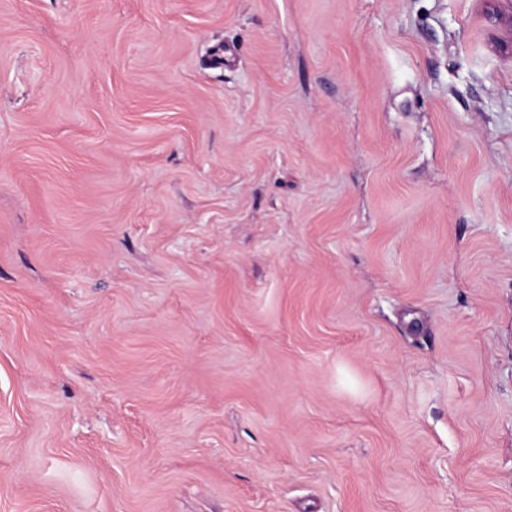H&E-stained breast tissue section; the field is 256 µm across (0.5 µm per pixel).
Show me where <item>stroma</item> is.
I'll list each match as a JSON object with an SVG mask.
<instances>
[{
    "mask_svg": "<svg viewBox=\"0 0 512 512\" xmlns=\"http://www.w3.org/2000/svg\"><path fill=\"white\" fill-rule=\"evenodd\" d=\"M0 512H512V0H0Z\"/></svg>",
    "mask_w": 512,
    "mask_h": 512,
    "instance_id": "1",
    "label": "stroma"
}]
</instances>
